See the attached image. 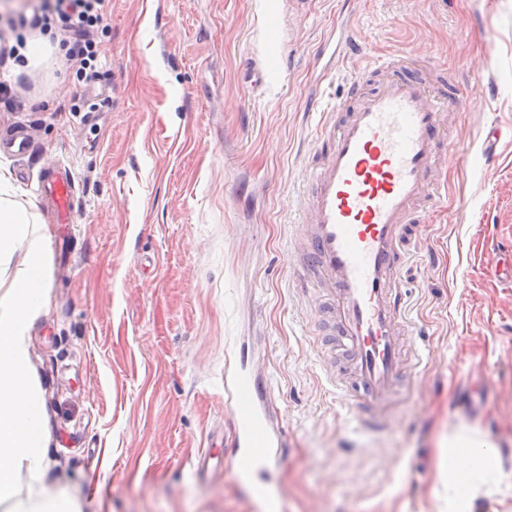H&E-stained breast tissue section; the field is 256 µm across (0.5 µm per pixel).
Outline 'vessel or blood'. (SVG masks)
I'll return each instance as SVG.
<instances>
[{
    "label": "vessel or blood",
    "mask_w": 512,
    "mask_h": 512,
    "mask_svg": "<svg viewBox=\"0 0 512 512\" xmlns=\"http://www.w3.org/2000/svg\"><path fill=\"white\" fill-rule=\"evenodd\" d=\"M344 97L352 110L342 123L325 116L319 121L328 145L311 171L295 253L325 294V347L340 344L348 354L347 368L331 374V381L354 398L358 424L384 428L401 388L403 361L417 359L419 352L400 273L410 256L408 219L437 194L442 109L426 79L399 69L368 94L358 82L348 83ZM38 191L54 223H76L77 186L70 167L47 166ZM232 395L234 477L267 505L274 492L249 481L251 470L271 457L278 438L266 388L239 376Z\"/></svg>",
    "instance_id": "obj_1"
}]
</instances>
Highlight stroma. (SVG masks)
<instances>
[{
  "label": "stroma",
  "mask_w": 512,
  "mask_h": 512,
  "mask_svg": "<svg viewBox=\"0 0 512 512\" xmlns=\"http://www.w3.org/2000/svg\"><path fill=\"white\" fill-rule=\"evenodd\" d=\"M107 13L105 112L86 121L89 87L41 36L9 67L24 111L0 108V135L30 132L0 169L47 236L30 346L47 485L82 512H259L231 468L197 469L209 433L233 427L225 377L253 374L282 437L254 477L283 490L285 512H437L442 438L462 425L503 457L482 512L512 506V284L497 273L512 257V0H109ZM344 20L358 54L324 71ZM396 53L446 97L447 137L441 196L410 220L402 269L422 361L373 432L326 378L293 244L321 113L343 121V86L373 91L364 66ZM54 161L76 176L77 223L53 224L37 193Z\"/></svg>",
  "instance_id": "stroma-1"
}]
</instances>
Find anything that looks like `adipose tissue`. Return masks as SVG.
I'll use <instances>...</instances> for the list:
<instances>
[{
	"label": "adipose tissue",
	"instance_id": "ef3b65f1",
	"mask_svg": "<svg viewBox=\"0 0 512 512\" xmlns=\"http://www.w3.org/2000/svg\"><path fill=\"white\" fill-rule=\"evenodd\" d=\"M11 189L0 175V512H81L76 499L44 483L49 433L30 342L48 301L46 242ZM504 476L496 444L461 427L443 447L439 512H474L483 486Z\"/></svg>",
	"mask_w": 512,
	"mask_h": 512
}]
</instances>
